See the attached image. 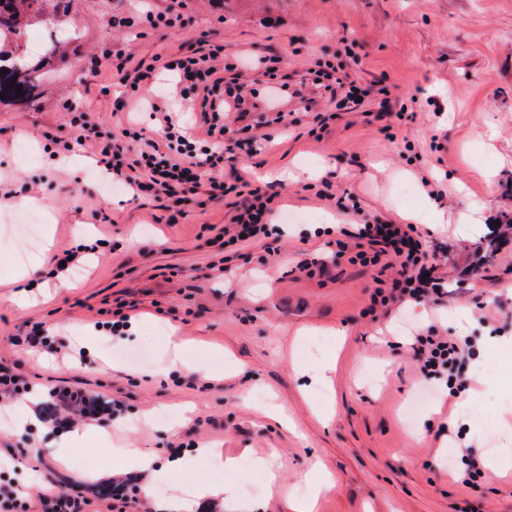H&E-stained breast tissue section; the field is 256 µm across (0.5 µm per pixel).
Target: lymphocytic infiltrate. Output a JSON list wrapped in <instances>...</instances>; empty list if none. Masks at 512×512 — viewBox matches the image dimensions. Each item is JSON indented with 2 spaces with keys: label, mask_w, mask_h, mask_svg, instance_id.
Masks as SVG:
<instances>
[{
  "label": "lymphocytic infiltrate",
  "mask_w": 512,
  "mask_h": 512,
  "mask_svg": "<svg viewBox=\"0 0 512 512\" xmlns=\"http://www.w3.org/2000/svg\"><path fill=\"white\" fill-rule=\"evenodd\" d=\"M248 70L276 78L277 85L270 92L274 100L291 84L289 74H274L269 58L255 56L229 63L224 58L223 47L205 40L197 41L190 54L172 61L163 59L156 65L134 61L129 55L121 56L113 63L111 72L126 92L114 100V109L123 112L133 103L139 111L159 115L163 145L143 141L140 132L131 127L115 136L85 123L77 125L75 141L90 146L105 169L129 186L134 197L166 199L173 211H180L201 189L212 200L234 195L236 202L229 225L218 235L223 247H238L268 238L274 194L253 185L240 170L224 167L225 161L236 154L252 151L256 142L242 96L246 89L242 77ZM163 74L171 79L173 95L189 111L199 113L203 135L189 133L179 113L159 110L144 94V86L155 84ZM316 77L322 93L311 100V108L320 109L333 102L352 112L358 109L360 100L369 97L378 99L384 108L391 102L387 86L361 85L349 76L338 75L334 65L323 64ZM229 111L236 114L231 126L224 122V115ZM342 234V239L336 242L339 253H346L349 241L358 240L367 245L358 254L363 264H378L387 255L397 260L396 277L389 287H376V299H384L386 292L391 291L402 300L417 301L442 289L440 279L426 273L429 253L413 225L391 220L365 221L343 229ZM416 341L421 372L444 381L449 397H459L465 389L459 370L470 355L469 340L426 333L417 335ZM46 394L57 410L60 424L69 429L80 419L100 424L109 422L116 412L114 404L102 395L82 389L54 386L47 388ZM86 506L87 501L80 494L60 489L48 480L38 484L31 493L13 483L0 482V512H87Z\"/></svg>",
  "instance_id": "lymphocytic-infiltrate-1"
}]
</instances>
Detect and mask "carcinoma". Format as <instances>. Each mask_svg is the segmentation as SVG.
Instances as JSON below:
<instances>
[{
  "label": "carcinoma",
  "instance_id": "obj_1",
  "mask_svg": "<svg viewBox=\"0 0 512 512\" xmlns=\"http://www.w3.org/2000/svg\"><path fill=\"white\" fill-rule=\"evenodd\" d=\"M49 0H0V93H15L17 86L30 93L34 87L26 57L16 40L27 21L44 11Z\"/></svg>",
  "mask_w": 512,
  "mask_h": 512
}]
</instances>
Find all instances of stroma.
I'll list each match as a JSON object with an SVG mask.
<instances>
[{
  "instance_id": "stroma-1",
  "label": "stroma",
  "mask_w": 512,
  "mask_h": 512,
  "mask_svg": "<svg viewBox=\"0 0 512 512\" xmlns=\"http://www.w3.org/2000/svg\"><path fill=\"white\" fill-rule=\"evenodd\" d=\"M177 8L185 25L154 28L144 10ZM70 30L63 51L42 55L31 41ZM203 38L227 55L271 56L306 73L325 60L368 85L385 82L408 109L405 119L370 104L337 111L318 124L303 97L288 109L294 123L262 124L257 150L239 155L249 180L274 181L279 196L270 238L229 250L213 244L228 205H188L178 223L160 201L99 187L91 150L73 148L59 165L46 135L69 141L71 119L120 133L111 85L117 53L152 61ZM37 81L26 98L0 101V189L41 201L46 221L32 230L23 211L0 207V364L37 386L80 387L122 410L108 429L116 447L168 458L192 443L236 458L187 465L155 480L109 469L105 459L50 448L52 431L20 430L0 421V476L21 488L52 479L107 512L109 489H131L126 512H174L200 478L235 487L237 496L211 512H293L310 480L330 479L314 512H512V469L490 463L504 441L499 415L512 412V386L469 389L453 401L444 382L421 375L416 334L468 336L488 377L512 357V0H52L21 36ZM353 45L355 58L345 54ZM356 198L363 219L402 220L434 206L440 221L417 230L435 258L432 274L448 284L435 301L374 304L381 266H365L353 244L336 254V234L320 232L338 213L336 196ZM482 204L484 219L467 236L459 215ZM89 225L105 239L92 262L65 282L46 268L19 279L21 262L50 260L74 245L72 227ZM121 302L148 317L85 365L47 359L15 346L33 323L75 341L88 325L111 321ZM466 308L459 326L450 309ZM175 326L188 348L189 370L155 375L163 332ZM336 363L326 383L311 381L324 355ZM480 474L462 483L465 453ZM267 459L269 483L256 459Z\"/></svg>"
}]
</instances>
